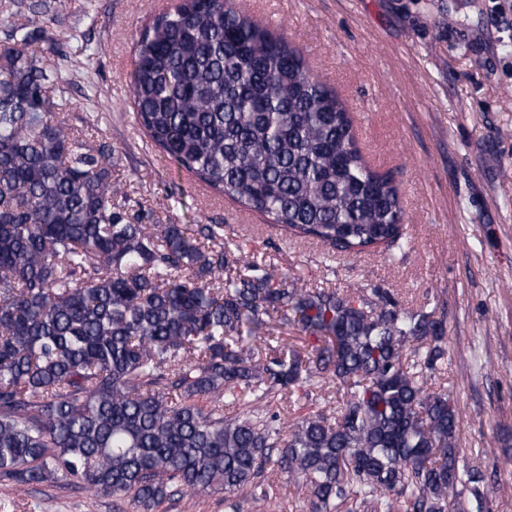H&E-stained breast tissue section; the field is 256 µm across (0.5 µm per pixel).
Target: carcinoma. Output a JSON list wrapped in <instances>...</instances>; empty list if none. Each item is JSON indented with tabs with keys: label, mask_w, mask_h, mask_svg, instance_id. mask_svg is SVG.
Wrapping results in <instances>:
<instances>
[{
	"label": "carcinoma",
	"mask_w": 512,
	"mask_h": 512,
	"mask_svg": "<svg viewBox=\"0 0 512 512\" xmlns=\"http://www.w3.org/2000/svg\"><path fill=\"white\" fill-rule=\"evenodd\" d=\"M35 44L28 22L0 43V479L156 512L276 466L309 512H481L457 405L426 388L442 322L234 267L219 224L151 223L112 182L110 145L52 117L70 105L63 53ZM136 51L139 128L207 187L341 253L405 247L400 188L365 160L352 113L236 0H184ZM273 320L305 348L271 343ZM319 381L336 407L284 425L272 400L297 412Z\"/></svg>",
	"instance_id": "cac0c4a2"
}]
</instances>
